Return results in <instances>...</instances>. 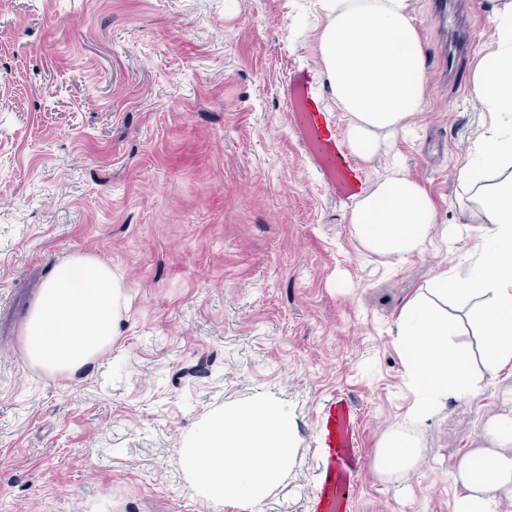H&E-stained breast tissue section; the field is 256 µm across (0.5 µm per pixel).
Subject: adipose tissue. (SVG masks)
Masks as SVG:
<instances>
[{
    "label": "adipose tissue",
    "mask_w": 512,
    "mask_h": 512,
    "mask_svg": "<svg viewBox=\"0 0 512 512\" xmlns=\"http://www.w3.org/2000/svg\"><path fill=\"white\" fill-rule=\"evenodd\" d=\"M319 2L327 23L317 51L336 107L350 117L348 147L369 163L386 137L411 124L429 88L411 0ZM490 25L491 50L475 66L473 92L483 111L508 127L486 134L474 164L458 174L461 186L479 195L478 257L464 288L440 273L434 288L406 305L397 326L408 379L420 392L412 412L417 423L431 418L441 398L474 387L470 359L452 342L457 326L448 318L449 297L472 298L467 319L482 337L485 369L493 374L512 365V0H499ZM350 222L369 251L402 261L435 232L437 209L417 180L390 176L356 204ZM125 307L121 280L109 265L72 257L54 268L29 312L27 361L50 374H76L111 348ZM482 437L487 447L452 464L467 512H497L498 497L512 494V419L494 420ZM420 459L415 438L394 429L380 441L376 471L405 474Z\"/></svg>",
    "instance_id": "1"
}]
</instances>
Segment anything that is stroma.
Here are the masks:
<instances>
[{
  "instance_id": "stroma-1",
  "label": "stroma",
  "mask_w": 512,
  "mask_h": 512,
  "mask_svg": "<svg viewBox=\"0 0 512 512\" xmlns=\"http://www.w3.org/2000/svg\"><path fill=\"white\" fill-rule=\"evenodd\" d=\"M412 0L430 90L394 150L447 235L397 261L350 215L385 161L349 150L317 53L318 0H0V512H238L178 466L211 411L262 392L299 448L264 512H457L450 472L512 418V366L487 373L467 299L448 300L476 384L411 423L395 341L440 272L479 241L458 170L495 121L471 73L493 0ZM90 254L130 304L111 350L72 376L24 358V322L58 263ZM422 459L381 476L388 431Z\"/></svg>"
}]
</instances>
